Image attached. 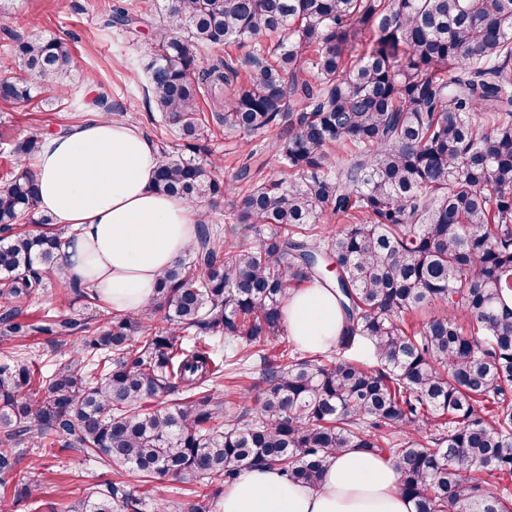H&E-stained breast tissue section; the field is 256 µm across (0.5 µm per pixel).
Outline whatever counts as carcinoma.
I'll return each mask as SVG.
<instances>
[{
    "mask_svg": "<svg viewBox=\"0 0 512 512\" xmlns=\"http://www.w3.org/2000/svg\"><path fill=\"white\" fill-rule=\"evenodd\" d=\"M137 30L142 14L113 6ZM277 38L265 46L263 38ZM253 45L245 80L206 52ZM19 73L0 101L71 96L69 45L18 40ZM512 0H164L146 65V100L180 147H158L153 188L210 208L224 202V157L192 153L222 127L279 130L267 151L287 178L261 176L251 149L237 170L224 248L201 213L184 257L148 307L89 320H21L22 306L64 273V236L40 214L26 161L42 139L11 144L0 178V335L76 336L42 379L19 357L0 366V481L36 509L26 448L60 445L137 486L201 491L176 512H213L242 472L275 466L319 485L346 448L390 458L415 512H512ZM453 76H448V72ZM206 101L209 112L201 111ZM347 218L338 231L333 215ZM336 289L344 329L333 350L275 351L282 305L305 284ZM436 312L420 324L419 308ZM211 336L256 358L264 387L224 417V362ZM357 342L374 364L336 356ZM142 497L109 482L67 512H137Z\"/></svg>",
    "mask_w": 512,
    "mask_h": 512,
    "instance_id": "carcinoma-1",
    "label": "carcinoma"
}]
</instances>
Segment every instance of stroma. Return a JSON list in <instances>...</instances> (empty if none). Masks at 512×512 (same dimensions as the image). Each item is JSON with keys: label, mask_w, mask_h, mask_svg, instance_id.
Returning <instances> with one entry per match:
<instances>
[{"label": "stroma", "mask_w": 512, "mask_h": 512, "mask_svg": "<svg viewBox=\"0 0 512 512\" xmlns=\"http://www.w3.org/2000/svg\"><path fill=\"white\" fill-rule=\"evenodd\" d=\"M116 3L150 14L161 0H0V71L11 65L10 50L20 39L64 38L74 59L69 79L72 103L46 104L33 110L0 103V175L11 168L10 142L34 133L44 135L91 117L97 109V98L103 94L113 107L124 109L125 121L134 123L152 142L172 141L173 136L161 118H150L142 91L146 83L144 66L159 28L145 26L139 33L131 34L108 26ZM48 315L91 318L104 323L111 320L112 309L103 302L88 305L77 293L52 283L23 311L24 320L29 322ZM71 353V342L66 336L38 334L29 339L27 355L42 377L52 376L61 360ZM44 466L42 498L60 507L67 503L60 495L62 489H91L115 478L113 472L84 461L78 452L68 448L55 449Z\"/></svg>", "instance_id": "35a3bbf8"}]
</instances>
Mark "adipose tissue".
Masks as SVG:
<instances>
[{"label": "adipose tissue", "instance_id": "ef3b65f1", "mask_svg": "<svg viewBox=\"0 0 512 512\" xmlns=\"http://www.w3.org/2000/svg\"><path fill=\"white\" fill-rule=\"evenodd\" d=\"M41 212L67 229L66 272L91 286L117 312L150 303L160 273L181 258L197 233L199 210L156 192L153 142L131 124L98 117L46 136L31 162ZM289 336L324 350L343 329L333 289L302 288L283 305ZM391 460L349 448L319 487L296 483L274 467L244 472L216 512H414Z\"/></svg>", "mask_w": 512, "mask_h": 512}]
</instances>
